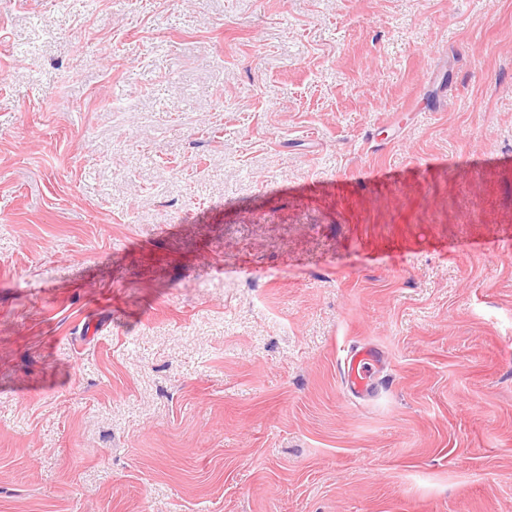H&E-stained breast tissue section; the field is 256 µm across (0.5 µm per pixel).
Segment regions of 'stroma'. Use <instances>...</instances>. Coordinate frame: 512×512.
<instances>
[{"label":"stroma","mask_w":512,"mask_h":512,"mask_svg":"<svg viewBox=\"0 0 512 512\" xmlns=\"http://www.w3.org/2000/svg\"><path fill=\"white\" fill-rule=\"evenodd\" d=\"M68 3L0 0V512H512V0ZM378 365L379 356L373 348L350 349L344 362V377L349 390L357 396L369 395L376 382Z\"/></svg>","instance_id":"obj_1"}]
</instances>
